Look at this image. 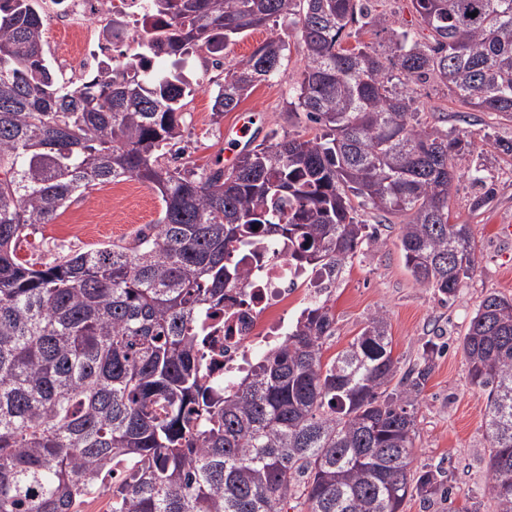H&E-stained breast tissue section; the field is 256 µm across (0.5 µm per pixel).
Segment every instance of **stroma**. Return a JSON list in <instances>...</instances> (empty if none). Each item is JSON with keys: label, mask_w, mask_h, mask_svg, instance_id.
I'll return each mask as SVG.
<instances>
[{"label": "stroma", "mask_w": 512, "mask_h": 512, "mask_svg": "<svg viewBox=\"0 0 512 512\" xmlns=\"http://www.w3.org/2000/svg\"><path fill=\"white\" fill-rule=\"evenodd\" d=\"M289 45L278 74L258 84L238 108L214 120L212 96L224 82L226 66L249 55L269 36ZM304 52L297 32L287 22L251 31L224 51V65H206L203 57H189L184 75L193 89L184 100V135L179 144L180 167L202 170L223 164L225 132L241 117L257 115L261 135L275 133L311 139L318 125L304 114L291 112L289 102L300 79ZM425 125L466 131L471 151L454 156L457 179L448 202L450 221L470 225L477 242L478 262L461 284L457 297L443 302L435 288L415 283L400 248L401 219L370 208L358 211L359 220L374 227L377 239L366 243L326 281L320 293L297 284L288 298V323L312 304L327 306L334 316V332L324 346L333 357L358 336L367 320L383 314L388 323L392 354L401 368H409L427 342L439 344L428 383L417 403V432L412 465L442 467L448 474L456 503L480 502L481 512H496L485 500L489 441L484 428L486 393L474 386L460 347L469 322L481 301L491 293L512 298V241L503 232L512 225V154L496 149V140H512V122L494 114L457 105L447 89L435 82L413 86ZM494 189L491 201L474 207L483 186ZM161 201L155 190L136 180L95 186L60 209L51 223L29 227L19 247L21 259L45 263L66 254L131 241L156 223Z\"/></svg>", "instance_id": "obj_1"}]
</instances>
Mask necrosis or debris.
Here are the masks:
<instances>
[{
    "instance_id": "4bbe7bcc",
    "label": "necrosis or debris",
    "mask_w": 512,
    "mask_h": 512,
    "mask_svg": "<svg viewBox=\"0 0 512 512\" xmlns=\"http://www.w3.org/2000/svg\"><path fill=\"white\" fill-rule=\"evenodd\" d=\"M43 13L55 30L70 33L79 43L78 51L65 61L66 69L79 76L95 68L102 59L120 52L122 43L112 40L109 29H95V22L112 13L128 22L125 42H132L150 22L149 0H42ZM249 278L242 288L224 294V312L213 324L219 336L211 347V366L215 374L232 377L251 360L253 351L281 334L286 319L281 311L288 305L289 288L297 276L287 256H262L253 259Z\"/></svg>"
}]
</instances>
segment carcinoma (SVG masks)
<instances>
[{
    "label": "carcinoma",
    "mask_w": 512,
    "mask_h": 512,
    "mask_svg": "<svg viewBox=\"0 0 512 512\" xmlns=\"http://www.w3.org/2000/svg\"><path fill=\"white\" fill-rule=\"evenodd\" d=\"M35 2L0 9V512H80L107 485L110 512H402L449 497L444 471L411 467L436 346L401 370L377 313L325 362L335 320L319 305L227 387L206 362L208 321L248 280L250 251L334 274L374 240L359 205L402 217L414 280L456 296L477 245L449 222V157L472 142L420 124L410 83L433 78L512 122V0H411L428 41L403 30L387 57L361 40L389 23L371 0H151L155 24L137 39L168 72L147 83L139 53L67 85L46 64ZM280 19L305 58L291 110L321 136L273 135L227 169L161 162L182 138L185 59ZM286 51L270 37L240 59L214 121ZM126 179L162 204L131 243L19 259L28 227ZM462 349L487 391L486 492L512 512V298L481 301Z\"/></svg>",
    "instance_id": "cac0c4a2"
}]
</instances>
